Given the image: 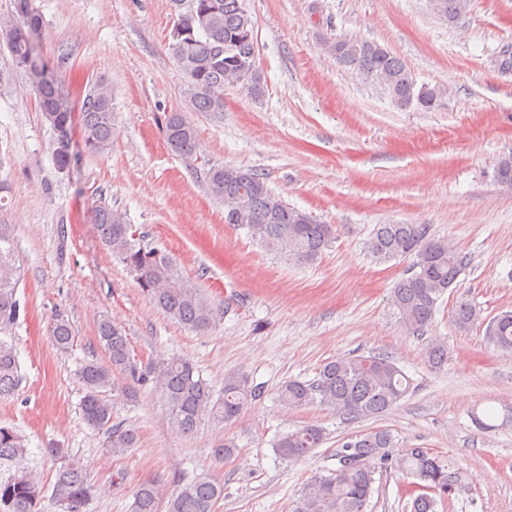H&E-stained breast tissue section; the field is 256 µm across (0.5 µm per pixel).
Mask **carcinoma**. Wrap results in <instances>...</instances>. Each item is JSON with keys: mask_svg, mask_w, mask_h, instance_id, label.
Wrapping results in <instances>:
<instances>
[{"mask_svg": "<svg viewBox=\"0 0 512 512\" xmlns=\"http://www.w3.org/2000/svg\"><path fill=\"white\" fill-rule=\"evenodd\" d=\"M439 19L454 22L466 0H430ZM175 22L171 51L185 79L183 94L190 108L213 118L224 112V83H242L250 93L261 92L262 78L256 67L254 22L242 0H172ZM43 19L38 11L25 18L0 21V42L12 57L13 71L21 75L38 101L42 117L54 133L52 157L60 171L71 168L75 158L70 141L79 126L84 147L102 154L112 148L114 116L112 93L98 82L82 100L78 113L65 103L53 69L39 58L36 45ZM336 62L360 71L381 86L401 108L416 105L424 111L444 104V92L417 87L403 61L387 48L358 37H340L331 43ZM163 135L170 151L179 156L196 154L198 139L192 121L183 112L165 115ZM496 181L512 185V157L502 158ZM209 191L224 204V223L244 229L267 250L300 263H312L329 247L334 231L305 211L289 206L268 187L263 174L222 164H210L205 173ZM90 223L105 250L119 259L138 280L160 312L196 332L215 325L214 307L203 289L183 277L169 256L143 242L122 211L109 205L92 210ZM366 248L379 261L412 259L410 272L393 288V302L407 333L419 335L431 325L436 305L452 288L463 270V257L448 240L430 234L425 224H378ZM20 269L10 225L0 224V328L17 321L23 307L17 298ZM475 306L462 302L453 316L455 326L467 330L478 323ZM484 340L505 352L512 351V310L486 322ZM56 349L67 353L75 336L72 325L57 315L51 326ZM99 343L108 361L84 362L79 371L83 396L80 414L87 426L107 433L105 448L119 456L136 447L133 428L112 424L116 395L135 400L145 390L159 396L168 409L172 431L190 436L205 423L226 424L240 417L261 391L248 379L228 375L220 392L201 377L196 367L179 358L141 362L131 353L122 327L104 318L97 326ZM428 364L448 363V346L433 340L426 351ZM121 373L125 383L115 382ZM22 381L13 344L0 338V401L12 397ZM412 381L388 356H341L325 362L312 381L290 380L278 395L288 410L310 405L326 406L353 418H375L394 408L411 390ZM324 441L322 429L307 425L282 435L276 445L286 458H299ZM392 434L375 429L345 439L336 450L338 466L315 475L304 486L293 512H365L374 493L376 475L394 469L412 479L414 512H434L436 495L451 492L458 480L448 463L427 448H405L395 454ZM25 451L24 437L13 427L0 424V464H17ZM83 467L62 469L52 497L60 512H83L90 495ZM43 486L23 467L0 480V512H41ZM224 499V484L209 475L198 476L163 498L160 484L147 482L134 495L133 512H216Z\"/></svg>", "mask_w": 512, "mask_h": 512, "instance_id": "carcinoma-1", "label": "carcinoma"}]
</instances>
